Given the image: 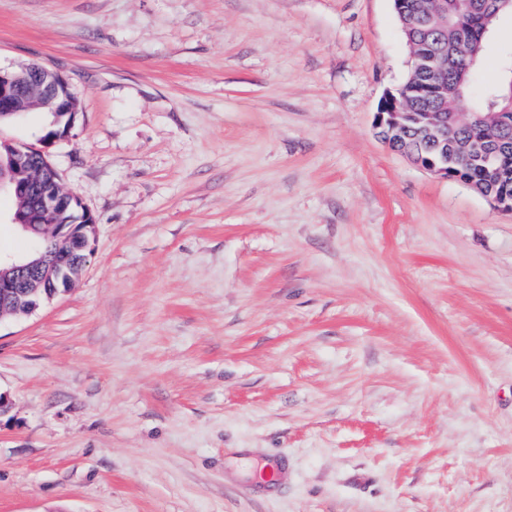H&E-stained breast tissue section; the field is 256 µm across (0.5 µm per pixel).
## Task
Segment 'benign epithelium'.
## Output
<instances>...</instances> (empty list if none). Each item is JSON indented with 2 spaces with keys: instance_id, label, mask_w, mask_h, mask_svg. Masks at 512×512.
<instances>
[{
  "instance_id": "7a95c632",
  "label": "benign epithelium",
  "mask_w": 512,
  "mask_h": 512,
  "mask_svg": "<svg viewBox=\"0 0 512 512\" xmlns=\"http://www.w3.org/2000/svg\"><path fill=\"white\" fill-rule=\"evenodd\" d=\"M512 0H485L478 5L477 16L487 24L498 17ZM438 105L427 112L412 114L405 111L401 89L388 91L382 97L373 125L380 136H399L409 121L420 126L425 135L424 151H403L420 169L442 179H448V99L458 95V87L440 82L434 88ZM50 108L58 117H75L79 105L70 91L68 81L46 68L28 64L17 70L0 69V120L17 117L35 106ZM463 156L476 168L488 171L494 163L493 152L482 139L472 138L463 148ZM0 189L5 187L17 200L11 224L22 233L37 238L55 237L69 244L70 249L55 248L40 258L22 262L0 255V319L4 313L28 314L36 310L33 297L45 293L54 299L67 289L61 284L69 279L75 267L74 253L92 252L96 233L93 216L81 205L78 197L64 190L56 169L50 163L45 148L0 142ZM484 198L494 209L512 213V194L487 192ZM52 215L56 222L44 223Z\"/></svg>"
}]
</instances>
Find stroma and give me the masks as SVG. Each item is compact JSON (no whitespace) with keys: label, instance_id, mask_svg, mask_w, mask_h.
I'll return each instance as SVG.
<instances>
[{"label":"stroma","instance_id":"stroma-1","mask_svg":"<svg viewBox=\"0 0 512 512\" xmlns=\"http://www.w3.org/2000/svg\"><path fill=\"white\" fill-rule=\"evenodd\" d=\"M32 62L96 237L0 321V512H512V213L376 137L391 0H0Z\"/></svg>","mask_w":512,"mask_h":512}]
</instances>
